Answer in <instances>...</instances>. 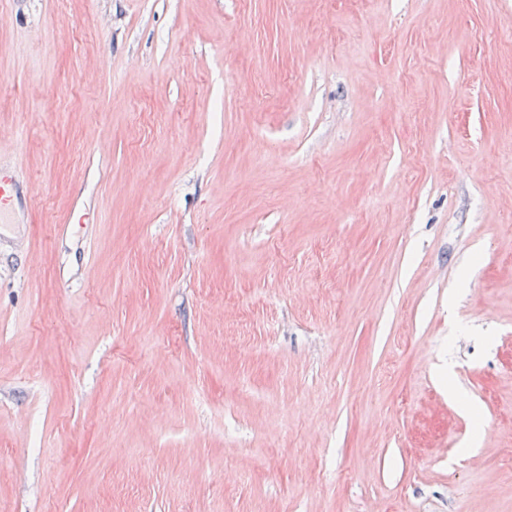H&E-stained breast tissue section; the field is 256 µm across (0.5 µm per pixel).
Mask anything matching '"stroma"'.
<instances>
[{"instance_id":"35a3bbf8","label":"stroma","mask_w":512,"mask_h":512,"mask_svg":"<svg viewBox=\"0 0 512 512\" xmlns=\"http://www.w3.org/2000/svg\"><path fill=\"white\" fill-rule=\"evenodd\" d=\"M0 512H512V0H0ZM23 190L17 180L10 162L0 156V223L8 221L14 213L17 204L22 203Z\"/></svg>"}]
</instances>
